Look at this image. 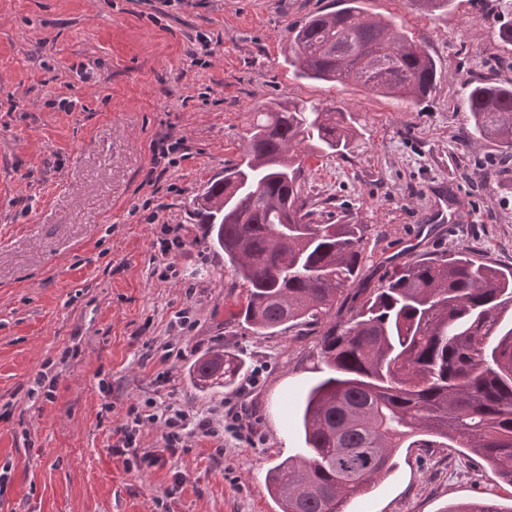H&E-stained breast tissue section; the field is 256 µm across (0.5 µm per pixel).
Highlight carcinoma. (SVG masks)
Segmentation results:
<instances>
[{"label":"carcinoma","instance_id":"obj_1","mask_svg":"<svg viewBox=\"0 0 512 512\" xmlns=\"http://www.w3.org/2000/svg\"><path fill=\"white\" fill-rule=\"evenodd\" d=\"M497 37L512 44V0H497ZM288 66L303 79L351 83L419 104L437 76L425 48L360 0L294 27ZM460 109L469 134L512 153V86L480 79ZM342 110L272 101L254 113L241 163L191 198L212 246L243 290L239 318L275 336L319 327L324 376L302 409L304 447L267 474L280 512H347L394 467L401 448H466L512 485V269L464 250L409 261L386 273L344 319L329 314L360 272L363 229L323 221L304 191L306 154L346 150ZM238 357L202 354L196 387H230Z\"/></svg>","mask_w":512,"mask_h":512}]
</instances>
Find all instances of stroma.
Instances as JSON below:
<instances>
[{"instance_id": "stroma-1", "label": "stroma", "mask_w": 512, "mask_h": 512, "mask_svg": "<svg viewBox=\"0 0 512 512\" xmlns=\"http://www.w3.org/2000/svg\"><path fill=\"white\" fill-rule=\"evenodd\" d=\"M0 0V512H279L268 469L303 446L296 409L318 374L317 333L260 336L192 195L240 162L260 106L287 97L351 114L344 155L309 156L306 188L334 217L366 225L357 287L422 254L461 247L512 267V157L466 137L459 108L494 72L512 84L495 0H365L368 14L437 65L419 108L348 84L299 79L291 30L339 0ZM186 152L163 157L164 137ZM447 196V221L433 214ZM184 246L161 255L163 226ZM189 311L192 329L174 328ZM229 349L261 370L249 398L198 390L187 370ZM182 357H167V350ZM51 392L34 387L38 372ZM168 381L157 385L159 373ZM190 412L247 403L262 442L190 440L168 455L160 426L140 445L165 465L127 469L112 434L147 398ZM185 482L174 489L175 475ZM478 499L512 507V486L455 448H404L349 512H443Z\"/></svg>"}]
</instances>
